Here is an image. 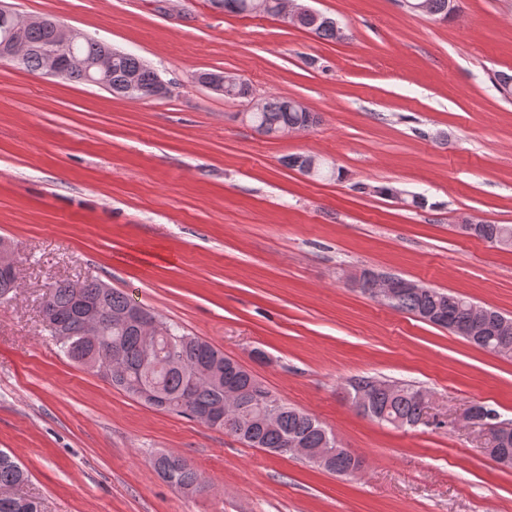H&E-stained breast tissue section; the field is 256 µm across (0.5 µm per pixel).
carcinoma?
<instances>
[{
	"label": "carcinoma",
	"instance_id": "1",
	"mask_svg": "<svg viewBox=\"0 0 512 512\" xmlns=\"http://www.w3.org/2000/svg\"><path fill=\"white\" fill-rule=\"evenodd\" d=\"M256 0H211L219 10L235 14L254 12ZM323 38L336 37V27L327 25L311 16L296 20ZM54 27L45 25L23 31H12L0 22V45L19 42L24 46L23 60L19 64L29 72L39 73L42 49L53 40ZM110 46L93 38L82 40L77 53L86 61H95L107 54ZM136 78L137 98L155 96L158 74L139 58L122 53L112 56V89L122 86L128 77ZM248 121L265 135H278L291 128L311 127L317 123L315 113L307 111L296 101L272 96L264 100L263 107L248 113ZM473 235L512 248L511 224H475ZM90 302L98 306L103 315V333L94 342L83 334L79 303ZM129 297L114 288L102 287L96 279L80 284L63 281L43 304V316L51 317L66 331L65 339L57 341L60 351L69 360L79 362L84 358L101 359L112 356L115 365L102 371V376L117 388L138 399L143 392L154 389L159 402L145 403L168 412L198 420L207 410L224 404V385L237 387L240 401L232 420L223 422L221 428L253 448L273 454H288V444L298 440L305 448H315L322 460L314 464L333 473L358 471L361 461L345 449H336V438L312 414L290 407L273 398L269 391L245 367L224 356V353L197 336H190L177 326L160 322L145 308L140 316L126 320ZM473 301L458 294L436 288H418L401 291L392 308L415 316L433 313L429 322L446 328L475 346L512 357V329L499 327L503 314L492 309L490 316L475 320L471 315ZM147 325L170 332L161 336L152 347L144 344L143 332ZM204 367L219 375L222 383L207 382L188 389L195 371ZM428 402L419 397V389L410 384H396L391 391L377 389L369 406L359 412L386 425L396 428L412 427L421 423ZM279 415L277 426L269 428L264 423L268 409ZM505 422L492 420L490 432L499 443L490 451L512 455V429H503ZM155 469L174 487L202 493L206 483L200 473L177 455L160 453L153 459ZM28 479L26 470L9 454L0 450V512H22L18 501L26 502L27 512H40L39 503L16 492Z\"/></svg>",
	"mask_w": 512,
	"mask_h": 512
}]
</instances>
